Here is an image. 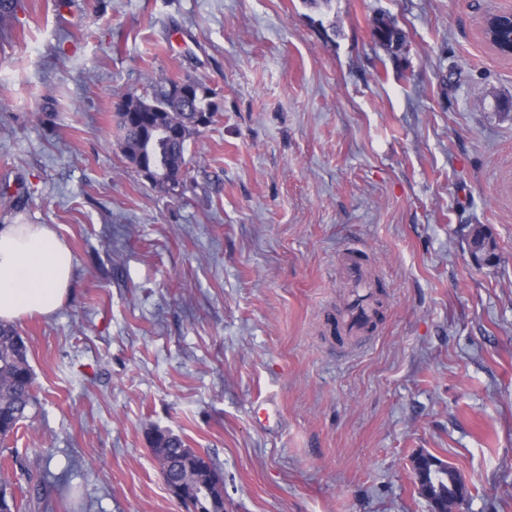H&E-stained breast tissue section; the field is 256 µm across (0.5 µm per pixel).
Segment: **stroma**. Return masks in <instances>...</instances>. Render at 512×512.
<instances>
[{
    "instance_id": "stroma-1",
    "label": "stroma",
    "mask_w": 512,
    "mask_h": 512,
    "mask_svg": "<svg viewBox=\"0 0 512 512\" xmlns=\"http://www.w3.org/2000/svg\"><path fill=\"white\" fill-rule=\"evenodd\" d=\"M511 6L22 0L0 29V224L51 225L75 274L17 323L19 512H187L157 430L213 460L224 512H431L421 452L460 473L462 512H512V56L480 32ZM162 72L219 106L177 197L115 137ZM477 224L494 264L470 257ZM350 249L383 291L340 334Z\"/></svg>"
}]
</instances>
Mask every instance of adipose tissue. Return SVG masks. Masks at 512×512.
Returning a JSON list of instances; mask_svg holds the SVG:
<instances>
[{"mask_svg":"<svg viewBox=\"0 0 512 512\" xmlns=\"http://www.w3.org/2000/svg\"><path fill=\"white\" fill-rule=\"evenodd\" d=\"M75 261L47 224L0 225V321L56 312L71 296Z\"/></svg>","mask_w":512,"mask_h":512,"instance_id":"ef3b65f1","label":"adipose tissue"}]
</instances>
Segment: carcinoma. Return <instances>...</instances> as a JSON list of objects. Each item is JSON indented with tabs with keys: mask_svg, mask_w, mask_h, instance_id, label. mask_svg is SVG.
Instances as JSON below:
<instances>
[{
	"mask_svg": "<svg viewBox=\"0 0 512 512\" xmlns=\"http://www.w3.org/2000/svg\"><path fill=\"white\" fill-rule=\"evenodd\" d=\"M172 82L173 77L161 75L152 80L149 92L129 95L130 102L138 112L134 117L123 112L116 113L118 145L129 164L133 165L140 141L150 137L156 126L163 125L178 131L179 138L155 146L154 154L161 167H170L173 176L183 181L189 174L186 160L188 145L201 131L196 126V117L205 112L215 115L218 105L213 100L212 90L198 80L195 101L188 109L169 93L168 84ZM473 237L478 239L480 256L486 258L488 264L495 263L497 245L491 240V234L482 228ZM28 352L29 347L19 330L12 324L0 322V439L13 432L16 425L25 418L33 401ZM150 446L161 471L178 467L187 481L207 484L213 497H224L222 476L213 466L209 467L206 474L197 471L196 450L186 447L179 436L160 432L150 440ZM426 470L433 498L445 505H454L456 493L451 484L461 481L455 468L447 464L434 471L428 464ZM6 471V467L0 471V512H13L16 508L15 498L7 492Z\"/></svg>",
	"mask_w": 512,
	"mask_h": 512,
	"instance_id": "obj_1",
	"label": "carcinoma"
}]
</instances>
